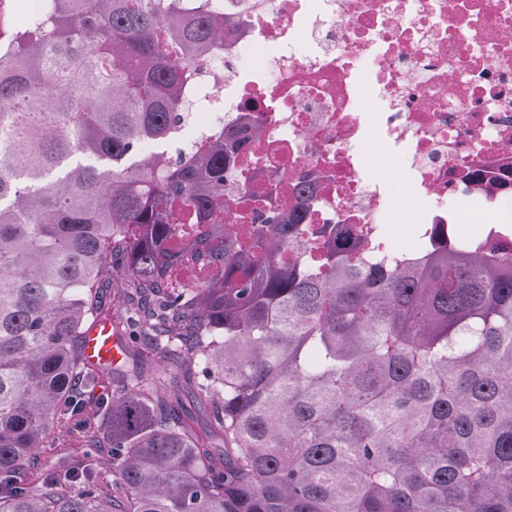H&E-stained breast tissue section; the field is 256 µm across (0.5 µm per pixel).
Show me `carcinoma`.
<instances>
[{
    "mask_svg": "<svg viewBox=\"0 0 512 512\" xmlns=\"http://www.w3.org/2000/svg\"><path fill=\"white\" fill-rule=\"evenodd\" d=\"M232 27L209 0L0 21V512H512V261L441 242L361 266L325 224L314 272L270 193L260 251L165 246L176 211L228 206L235 133L145 147ZM189 252L218 274L168 287ZM99 320L141 331L113 385L83 357ZM169 372L171 376H175L176 388L182 398L185 413L190 418L192 425L197 430L206 429L210 424L212 416L210 406L196 400L193 394L192 384L180 379L175 368L171 369Z\"/></svg>",
    "mask_w": 512,
    "mask_h": 512,
    "instance_id": "obj_1",
    "label": "carcinoma"
}]
</instances>
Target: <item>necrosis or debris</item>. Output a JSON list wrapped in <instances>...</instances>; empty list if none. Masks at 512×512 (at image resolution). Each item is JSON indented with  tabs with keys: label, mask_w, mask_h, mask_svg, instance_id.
<instances>
[{
	"label": "necrosis or debris",
	"mask_w": 512,
	"mask_h": 512,
	"mask_svg": "<svg viewBox=\"0 0 512 512\" xmlns=\"http://www.w3.org/2000/svg\"><path fill=\"white\" fill-rule=\"evenodd\" d=\"M235 23L197 65L192 152L250 113L256 130L224 182L227 230L260 248L253 194L309 185L305 259L335 225L355 255L494 242L512 257V0H214ZM483 199L476 230L456 198Z\"/></svg>",
	"instance_id": "4bbe7bcc"
}]
</instances>
